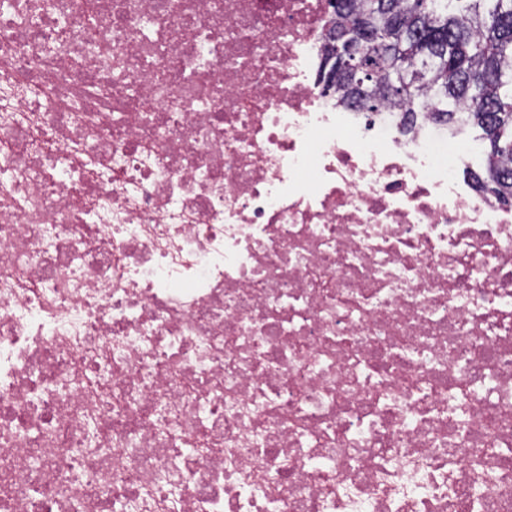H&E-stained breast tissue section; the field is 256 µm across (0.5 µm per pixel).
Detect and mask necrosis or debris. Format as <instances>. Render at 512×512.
<instances>
[{"label":"necrosis or debris","instance_id":"obj_1","mask_svg":"<svg viewBox=\"0 0 512 512\" xmlns=\"http://www.w3.org/2000/svg\"><path fill=\"white\" fill-rule=\"evenodd\" d=\"M333 17L0 0V512H512V206Z\"/></svg>","mask_w":512,"mask_h":512}]
</instances>
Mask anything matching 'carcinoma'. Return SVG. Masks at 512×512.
<instances>
[{
	"label": "carcinoma",
	"mask_w": 512,
	"mask_h": 512,
	"mask_svg": "<svg viewBox=\"0 0 512 512\" xmlns=\"http://www.w3.org/2000/svg\"><path fill=\"white\" fill-rule=\"evenodd\" d=\"M335 27L358 29L374 77L365 112L389 106L411 122L431 93L448 126L472 124L488 145L475 188L512 199V0H335Z\"/></svg>",
	"instance_id": "1"
}]
</instances>
